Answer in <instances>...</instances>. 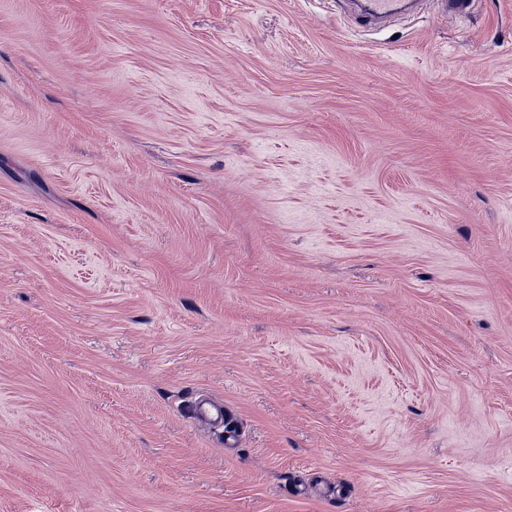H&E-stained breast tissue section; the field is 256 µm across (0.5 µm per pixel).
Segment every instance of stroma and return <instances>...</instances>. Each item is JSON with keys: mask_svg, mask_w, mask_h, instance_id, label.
Masks as SVG:
<instances>
[{"mask_svg": "<svg viewBox=\"0 0 512 512\" xmlns=\"http://www.w3.org/2000/svg\"><path fill=\"white\" fill-rule=\"evenodd\" d=\"M0 512H512V0H0ZM193 418L209 422L216 426H221L225 420L224 445L232 446L238 439V433L235 428L229 424L227 415L224 416V406L214 401L197 400L190 408Z\"/></svg>", "mask_w": 512, "mask_h": 512, "instance_id": "stroma-1", "label": "stroma"}]
</instances>
